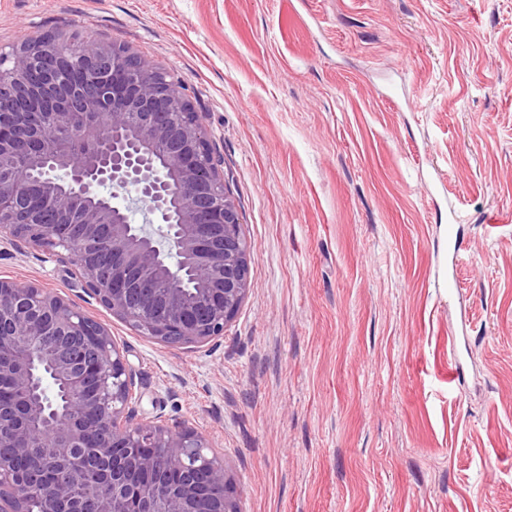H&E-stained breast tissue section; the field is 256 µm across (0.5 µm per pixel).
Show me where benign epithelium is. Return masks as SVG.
Listing matches in <instances>:
<instances>
[{
    "label": "benign epithelium",
    "mask_w": 512,
    "mask_h": 512,
    "mask_svg": "<svg viewBox=\"0 0 512 512\" xmlns=\"http://www.w3.org/2000/svg\"><path fill=\"white\" fill-rule=\"evenodd\" d=\"M155 70L78 30L0 50V243L71 260L113 316L184 347L224 335L253 252L202 113ZM133 203L158 233L130 222ZM185 272L191 294L163 287ZM0 383V512H241L205 437L135 420L123 348L63 296L0 278Z\"/></svg>",
    "instance_id": "obj_1"
}]
</instances>
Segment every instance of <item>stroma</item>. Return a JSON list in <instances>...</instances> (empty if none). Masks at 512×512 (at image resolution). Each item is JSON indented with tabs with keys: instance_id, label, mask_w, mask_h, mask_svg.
<instances>
[{
	"instance_id": "obj_1",
	"label": "stroma",
	"mask_w": 512,
	"mask_h": 512,
	"mask_svg": "<svg viewBox=\"0 0 512 512\" xmlns=\"http://www.w3.org/2000/svg\"><path fill=\"white\" fill-rule=\"evenodd\" d=\"M74 29L204 112L249 292L176 348L69 260L4 243L0 277L106 323L241 512H512V0H0L2 49Z\"/></svg>"
}]
</instances>
